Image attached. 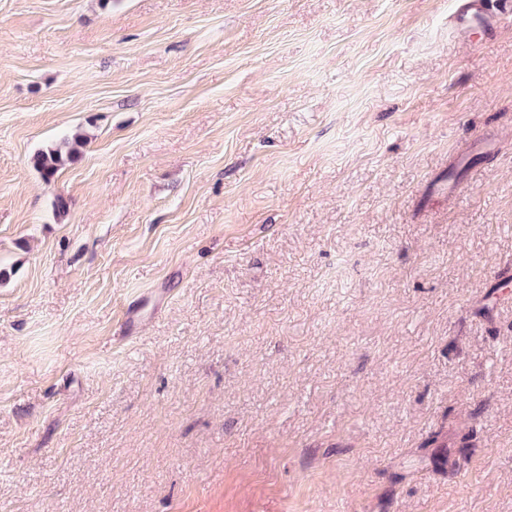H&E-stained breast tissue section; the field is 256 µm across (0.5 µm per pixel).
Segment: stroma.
<instances>
[{
  "mask_svg": "<svg viewBox=\"0 0 512 512\" xmlns=\"http://www.w3.org/2000/svg\"><path fill=\"white\" fill-rule=\"evenodd\" d=\"M452 6L0 0V512H512V26ZM508 10L498 9L490 12L486 7V0H456L455 10L450 18V28L464 39H470L479 32L481 35H490L494 26L511 20V2ZM84 144V139L75 134L72 142L67 139L62 145L50 148L35 154L33 165L40 172L45 181H51L56 177L59 170L72 162L79 155L80 149Z\"/></svg>",
  "mask_w": 512,
  "mask_h": 512,
  "instance_id": "35a3bbf8",
  "label": "stroma"
}]
</instances>
